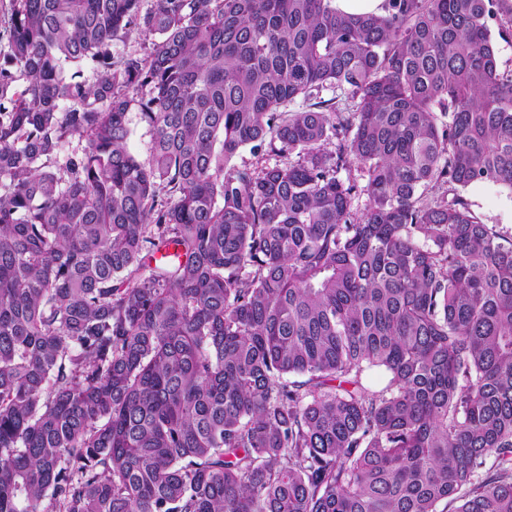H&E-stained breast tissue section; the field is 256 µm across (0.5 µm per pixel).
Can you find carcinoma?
Masks as SVG:
<instances>
[{
  "instance_id": "obj_1",
  "label": "carcinoma",
  "mask_w": 512,
  "mask_h": 512,
  "mask_svg": "<svg viewBox=\"0 0 512 512\" xmlns=\"http://www.w3.org/2000/svg\"><path fill=\"white\" fill-rule=\"evenodd\" d=\"M141 3L0 0V512H512V0ZM336 8L348 14L382 13L385 0H336ZM488 26L501 70H512V26L498 20H490ZM150 40H146L144 36L138 32H132L123 41H116L112 44V57L115 62L128 55L143 56L147 52ZM128 127L130 129L128 150L139 161L147 163L150 159L151 131L136 106L128 113ZM251 146L252 145H247L240 149L238 153L231 159L229 167L232 169L249 168L251 170H259L264 166H273L276 163L285 165L287 163H293L297 160V157L294 154L287 157H277L264 151L257 153L251 149ZM457 193L484 224L496 225L506 235L512 234V192L503 185L475 183Z\"/></svg>"
}]
</instances>
